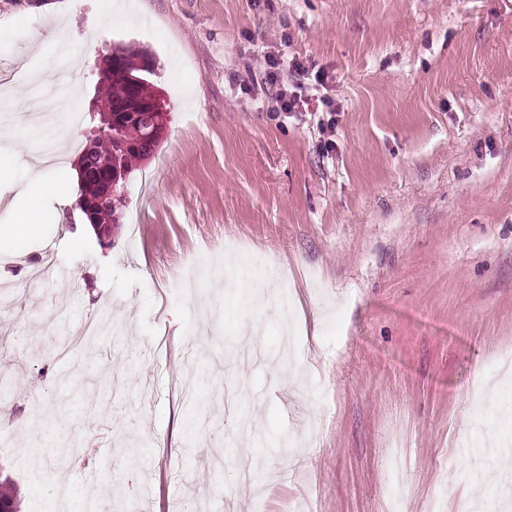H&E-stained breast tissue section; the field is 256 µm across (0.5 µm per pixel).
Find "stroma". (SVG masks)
<instances>
[{
    "mask_svg": "<svg viewBox=\"0 0 512 512\" xmlns=\"http://www.w3.org/2000/svg\"><path fill=\"white\" fill-rule=\"evenodd\" d=\"M122 2L107 29L97 0H0V80L26 104L83 54L80 121L43 180L75 169L113 45L152 51L169 118L111 249L75 181L37 199L28 241H0V482L20 512H108L116 487L133 512H452L476 478L495 506L512 470L480 437L512 446V0ZM292 57L327 76L301 77V114L263 92ZM1 126L0 225L41 149L14 101Z\"/></svg>",
    "mask_w": 512,
    "mask_h": 512,
    "instance_id": "35a3bbf8",
    "label": "stroma"
}]
</instances>
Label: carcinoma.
Listing matches in <instances>:
<instances>
[{
  "label": "carcinoma",
  "mask_w": 512,
  "mask_h": 512,
  "mask_svg": "<svg viewBox=\"0 0 512 512\" xmlns=\"http://www.w3.org/2000/svg\"><path fill=\"white\" fill-rule=\"evenodd\" d=\"M116 50L120 52L119 66L112 70V77L103 80L106 100L104 106L98 108L104 131L97 137L96 149L88 161L90 165L99 167L113 160L122 166L127 176L133 171V162L149 157L154 148L143 122L125 119L121 112L130 99L151 100L158 95V91L147 79L154 71L140 69L135 62L139 57L150 55V51H132L126 46H118ZM110 116L116 123L113 129L105 126Z\"/></svg>",
  "instance_id": "obj_1"
}]
</instances>
